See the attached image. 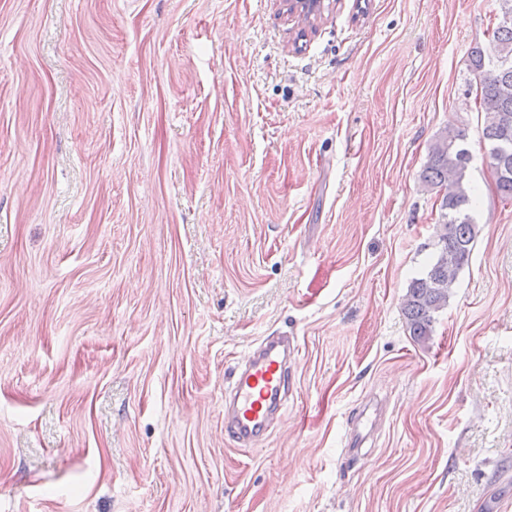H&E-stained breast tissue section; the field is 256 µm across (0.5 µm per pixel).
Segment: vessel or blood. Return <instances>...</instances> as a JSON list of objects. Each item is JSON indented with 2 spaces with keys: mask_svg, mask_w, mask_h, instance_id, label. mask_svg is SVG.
<instances>
[{
  "mask_svg": "<svg viewBox=\"0 0 512 512\" xmlns=\"http://www.w3.org/2000/svg\"><path fill=\"white\" fill-rule=\"evenodd\" d=\"M294 349L288 337H266L244 368L234 372L228 387L233 409L224 418V429L241 446L260 444L269 436L273 418L284 414L287 362Z\"/></svg>",
  "mask_w": 512,
  "mask_h": 512,
  "instance_id": "1",
  "label": "vessel or blood"
}]
</instances>
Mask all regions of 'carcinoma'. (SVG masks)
Masks as SVG:
<instances>
[{
    "mask_svg": "<svg viewBox=\"0 0 512 512\" xmlns=\"http://www.w3.org/2000/svg\"><path fill=\"white\" fill-rule=\"evenodd\" d=\"M475 75L474 102L485 114L482 138L491 163L502 167L493 175L501 200H512V21H500L489 31L486 44H476L468 57ZM466 132L448 126L438 136L422 172L423 180L444 190L435 225L436 260L425 276L412 281L404 304L411 335L423 338L432 332L434 314L448 304L458 272L469 263L476 225L470 214L475 189L466 178L469 150Z\"/></svg>",
    "mask_w": 512,
    "mask_h": 512,
    "instance_id": "cac0c4a2",
    "label": "carcinoma"
}]
</instances>
